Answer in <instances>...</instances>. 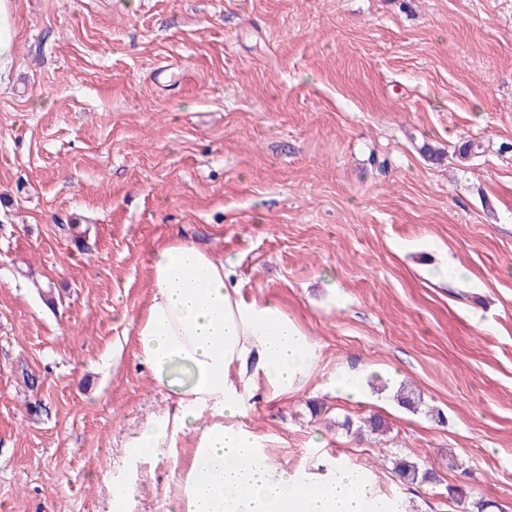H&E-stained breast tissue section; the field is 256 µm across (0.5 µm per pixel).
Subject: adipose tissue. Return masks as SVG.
Instances as JSON below:
<instances>
[{
    "mask_svg": "<svg viewBox=\"0 0 512 512\" xmlns=\"http://www.w3.org/2000/svg\"><path fill=\"white\" fill-rule=\"evenodd\" d=\"M151 294L135 319L141 361L173 397L136 447L191 432L195 451L167 489L176 512H398L371 470L288 471L241 423L255 391H299L317 357L304 329L274 301L246 300L223 256L176 240L150 260Z\"/></svg>",
    "mask_w": 512,
    "mask_h": 512,
    "instance_id": "ef3b65f1",
    "label": "adipose tissue"
}]
</instances>
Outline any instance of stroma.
<instances>
[{
    "label": "stroma",
    "instance_id": "35a3bbf8",
    "mask_svg": "<svg viewBox=\"0 0 512 512\" xmlns=\"http://www.w3.org/2000/svg\"><path fill=\"white\" fill-rule=\"evenodd\" d=\"M12 3L0 512H108L117 476L125 512H174L192 444L134 457L172 400L133 345L112 361L174 239L315 347L244 419L276 463L364 466L404 512H512V0ZM449 263L466 283L434 280ZM370 416L384 435L342 427Z\"/></svg>",
    "mask_w": 512,
    "mask_h": 512
}]
</instances>
